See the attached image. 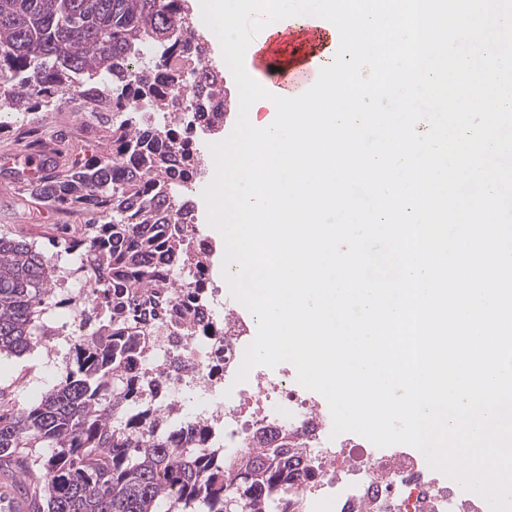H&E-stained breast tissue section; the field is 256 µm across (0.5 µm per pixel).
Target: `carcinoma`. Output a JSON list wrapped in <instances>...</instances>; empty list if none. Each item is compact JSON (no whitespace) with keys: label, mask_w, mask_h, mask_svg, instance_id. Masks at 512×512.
<instances>
[{"label":"carcinoma","mask_w":512,"mask_h":512,"mask_svg":"<svg viewBox=\"0 0 512 512\" xmlns=\"http://www.w3.org/2000/svg\"><path fill=\"white\" fill-rule=\"evenodd\" d=\"M189 0H0V98L8 109H62L73 100L110 108V152L26 186L61 213L87 216L79 248L91 291L77 306L87 334L75 338L72 368L30 405L0 400V469L20 471L31 512H304L294 486L288 436L224 459L209 434L174 420L162 405L138 408L152 378L126 373L118 337L150 320L174 321L189 335L187 312L174 310V286L156 281L175 260L191 279L212 255L187 250L196 203L171 191L178 174L200 178L205 158L174 143L167 124L137 103L163 104L181 92L195 111L219 90L205 42L185 22ZM57 265L35 242L0 234V360L48 347L45 306ZM195 428L180 447L176 427Z\"/></svg>","instance_id":"1"}]
</instances>
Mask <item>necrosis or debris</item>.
Wrapping results in <instances>:
<instances>
[{"mask_svg": "<svg viewBox=\"0 0 512 512\" xmlns=\"http://www.w3.org/2000/svg\"><path fill=\"white\" fill-rule=\"evenodd\" d=\"M178 296L184 306L205 313L192 335L174 336L159 326L150 335L124 339L136 356L129 373L155 376L144 404L163 399L180 417L207 428L231 457L255 447L257 433L287 434L311 449V463L320 471L317 482L306 485V495L335 500L336 512H483L480 501L441 481L422 454L409 448L380 451L356 433L334 434L332 418L301 389L295 368L271 375L255 366L245 381L236 382L252 338L243 317L225 309L213 271L201 272ZM175 354L182 367L171 371L167 365Z\"/></svg>", "mask_w": 512, "mask_h": 512, "instance_id": "obj_1", "label": "necrosis or debris"}]
</instances>
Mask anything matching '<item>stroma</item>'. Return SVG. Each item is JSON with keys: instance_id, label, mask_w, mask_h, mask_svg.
<instances>
[{"instance_id": "35a3bbf8", "label": "stroma", "mask_w": 512, "mask_h": 512, "mask_svg": "<svg viewBox=\"0 0 512 512\" xmlns=\"http://www.w3.org/2000/svg\"><path fill=\"white\" fill-rule=\"evenodd\" d=\"M192 19L196 32L208 41L212 64L224 73V131L232 133L239 113V92L232 73L228 71L217 36L202 20L200 0H193ZM74 116L75 112L70 108L43 112H0V154L24 149V141L15 133L21 124L38 122L44 132L50 134L63 120ZM83 229L82 222L75 214L45 213L42 204L30 198L20 184L0 172V232L37 242L47 254L53 255L58 264L67 266L73 262L74 256L61 252L57 243L65 238L80 237ZM27 374L42 376L43 381L27 385L20 393L19 401L23 404L37 401L45 387L58 380L57 374L44 373L41 363L31 356L0 361V386Z\"/></svg>"}]
</instances>
